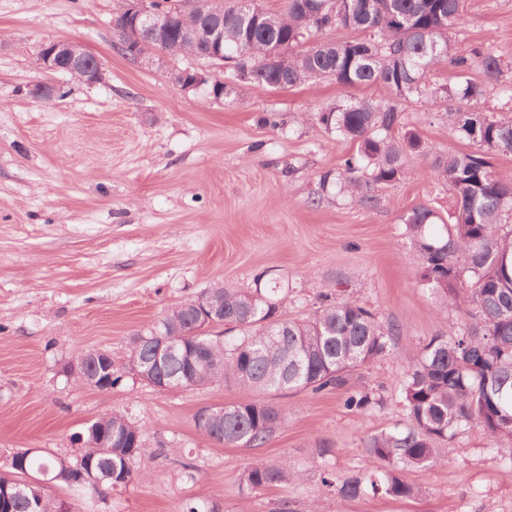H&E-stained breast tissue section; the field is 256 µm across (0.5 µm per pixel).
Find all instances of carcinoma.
Wrapping results in <instances>:
<instances>
[{
    "instance_id": "carcinoma-1",
    "label": "carcinoma",
    "mask_w": 512,
    "mask_h": 512,
    "mask_svg": "<svg viewBox=\"0 0 512 512\" xmlns=\"http://www.w3.org/2000/svg\"><path fill=\"white\" fill-rule=\"evenodd\" d=\"M465 0H285L284 9L257 16L246 0H230L224 8V57L243 54L254 63L253 82L262 86L293 88L312 79L330 78L359 87L384 86L389 97L338 101L309 119L339 137L357 144V153L344 168L319 179V188L335 186L354 201L374 202L368 189L401 181L407 158L428 153L420 134L407 128L403 112L413 98L453 100L447 111L448 127L456 139L478 146L475 152L448 151L435 155L432 173L448 188L454 200L451 224L444 235L428 227L437 215L427 205L413 208L404 218L405 230L418 257L417 282L437 294L440 308L467 300L471 309L459 333L451 338L434 336L405 356L408 366L402 384L403 426L371 435L364 452L376 462L371 471L348 474L324 471L323 485L343 500L365 495L412 499L420 489L410 472L452 458L453 440L460 431L477 427L501 448L512 462V174L497 172L486 160L488 153H512V119H501L479 109L488 89L496 85L502 63L483 49L463 51L451 40ZM353 29L363 37L319 39L335 29ZM171 47L181 54L201 56L209 51L204 39L179 41ZM288 50V66L267 57ZM450 68L454 84L434 87L428 73ZM479 70L483 81L467 77ZM244 290L223 283L209 289L224 303L225 340L205 329L206 318L189 315L182 305L169 308L145 333L135 355L154 358L153 333L169 327L181 333L177 350L154 374L153 380L169 385L205 386L230 383L254 395L248 401L223 405L218 443L260 447L287 424L288 412L266 398L270 391L336 390L344 406L367 414L384 408L380 389L356 384L359 373L390 354L400 328L382 322L376 313L340 298L328 288L319 306L302 320H284L285 298L279 288L261 285ZM112 433V447L83 448L74 457L29 455L27 471H48L70 478L78 459L95 457L100 482L91 489L75 490L101 496L124 487L144 474L132 469L136 458L153 457L141 428L127 417L103 415L74 440L89 443L91 430ZM139 444L128 448L126 436ZM300 477L288 461H258L243 473L247 491L258 493ZM11 512H73L72 505L29 491L12 500Z\"/></svg>"
}]
</instances>
